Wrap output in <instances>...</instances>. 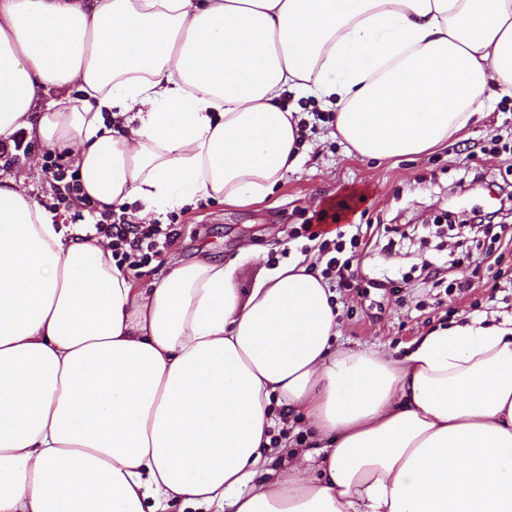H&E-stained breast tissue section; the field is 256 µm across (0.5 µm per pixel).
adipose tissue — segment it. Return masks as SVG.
<instances>
[{
	"label": "adipose tissue",
	"mask_w": 512,
	"mask_h": 512,
	"mask_svg": "<svg viewBox=\"0 0 512 512\" xmlns=\"http://www.w3.org/2000/svg\"><path fill=\"white\" fill-rule=\"evenodd\" d=\"M493 88L512 97V0H0V142L70 150L101 211L264 201L302 97L393 159ZM55 217L0 183V512H512V316L401 359L339 349L308 265L243 296L201 254L142 286ZM295 415L309 448L274 438Z\"/></svg>",
	"instance_id": "ef3b65f1"
}]
</instances>
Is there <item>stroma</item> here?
<instances>
[{
    "label": "stroma",
    "mask_w": 512,
    "mask_h": 512,
    "mask_svg": "<svg viewBox=\"0 0 512 512\" xmlns=\"http://www.w3.org/2000/svg\"><path fill=\"white\" fill-rule=\"evenodd\" d=\"M297 168L289 171L269 198L249 207H228L214 200L160 216L175 233L162 253L136 269L140 283L162 276L172 257L192 258L207 250L213 258L235 262V284L253 288L259 276L278 265L312 256L323 270L325 259L307 239L293 238L295 227L338 205L347 196L363 197L347 223L368 224V245L357 248L352 277L334 291L336 345L374 349L404 357L415 341L463 317L502 319L512 314V288L481 264L485 252L512 269V245L492 234H475L468 225L440 230L447 213H491L496 223L512 225V203L488 182L512 186V154L489 150L492 137L512 133V98L490 100L482 118L471 119L446 147L413 160L378 161L348 154L331 137V110L320 112ZM45 150L37 142L15 150L0 145V179L23 180L42 194L66 224L90 219L92 210L58 202L42 166ZM470 280L468 290L452 287L454 276Z\"/></svg>",
    "instance_id": "stroma-1"
}]
</instances>
